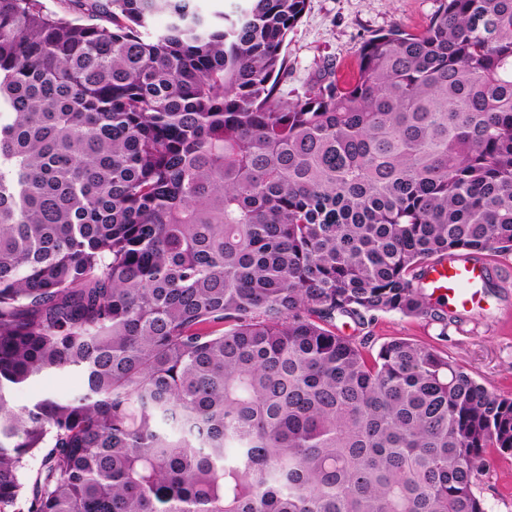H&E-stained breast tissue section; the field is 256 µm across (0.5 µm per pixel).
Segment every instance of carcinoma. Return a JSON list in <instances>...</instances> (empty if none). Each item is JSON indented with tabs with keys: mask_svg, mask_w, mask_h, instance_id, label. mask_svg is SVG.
<instances>
[{
	"mask_svg": "<svg viewBox=\"0 0 512 512\" xmlns=\"http://www.w3.org/2000/svg\"><path fill=\"white\" fill-rule=\"evenodd\" d=\"M246 2L0 0V512H486L512 396L336 319L446 328L427 266L512 254V0L293 99L306 0ZM79 381L68 373H52L39 378L33 384L19 389L13 395L14 402L18 405H28L36 397L45 394L57 396L68 395Z\"/></svg>",
	"mask_w": 512,
	"mask_h": 512,
	"instance_id": "carcinoma-1",
	"label": "carcinoma"
}]
</instances>
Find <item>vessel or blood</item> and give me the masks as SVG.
<instances>
[{
  "instance_id": "vessel-or-blood-1",
  "label": "vessel or blood",
  "mask_w": 512,
  "mask_h": 512,
  "mask_svg": "<svg viewBox=\"0 0 512 512\" xmlns=\"http://www.w3.org/2000/svg\"><path fill=\"white\" fill-rule=\"evenodd\" d=\"M488 271L479 262L448 260L431 265L426 282L433 299L444 301L450 311L472 306Z\"/></svg>"
}]
</instances>
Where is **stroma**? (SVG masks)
<instances>
[{"instance_id": "35a3bbf8", "label": "stroma", "mask_w": 512, "mask_h": 512, "mask_svg": "<svg viewBox=\"0 0 512 512\" xmlns=\"http://www.w3.org/2000/svg\"><path fill=\"white\" fill-rule=\"evenodd\" d=\"M439 6L440 0H308L285 42L288 76L283 92L292 98L303 94L328 67L339 79L353 78L357 50L370 35L397 25L422 30ZM355 334L368 336L374 350L394 338L433 346L489 389L512 393V288L500 285L497 293L459 314L445 329L425 319L387 313ZM477 491L487 512H512V462L491 466Z\"/></svg>"}]
</instances>
